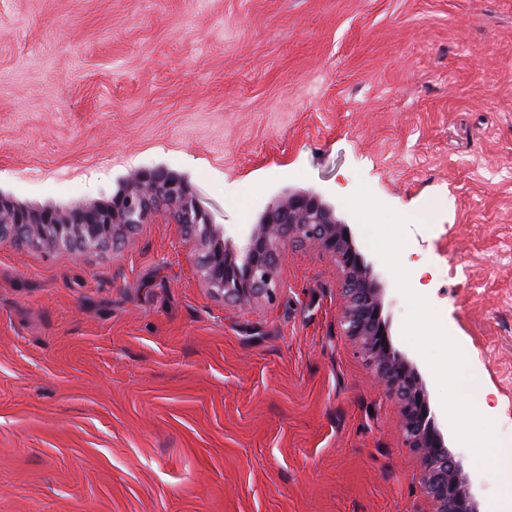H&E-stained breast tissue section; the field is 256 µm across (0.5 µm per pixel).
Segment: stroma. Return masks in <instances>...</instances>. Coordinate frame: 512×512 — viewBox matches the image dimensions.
I'll return each instance as SVG.
<instances>
[{"label": "stroma", "mask_w": 512, "mask_h": 512, "mask_svg": "<svg viewBox=\"0 0 512 512\" xmlns=\"http://www.w3.org/2000/svg\"><path fill=\"white\" fill-rule=\"evenodd\" d=\"M157 167L229 229L313 191L369 252L342 202L362 184L412 216L410 285L512 433V0H0V193L67 207ZM196 249L161 221L0 245V512H434L331 256L294 249L239 309ZM446 443L491 512L512 457Z\"/></svg>", "instance_id": "1"}]
</instances>
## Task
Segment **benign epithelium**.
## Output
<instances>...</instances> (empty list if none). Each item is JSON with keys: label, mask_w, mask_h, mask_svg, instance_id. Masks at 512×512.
Wrapping results in <instances>:
<instances>
[{"label": "benign epithelium", "mask_w": 512, "mask_h": 512, "mask_svg": "<svg viewBox=\"0 0 512 512\" xmlns=\"http://www.w3.org/2000/svg\"><path fill=\"white\" fill-rule=\"evenodd\" d=\"M160 217L200 246L199 268L210 291L239 307L277 297L276 270L289 250L314 244L328 253L342 274L343 333L356 342L382 392L399 403L404 441L421 457L423 483L435 512H476L463 465L446 448L431 417L419 372L392 350L384 329L383 288L371 278L370 263L356 249L349 226L335 218L319 195L290 193L274 201L237 245L224 239V228L213 223L186 182L164 169H142L128 192L107 209L45 206L33 211L0 194V244L32 239L47 247L115 245L135 227Z\"/></svg>", "instance_id": "obj_1"}]
</instances>
